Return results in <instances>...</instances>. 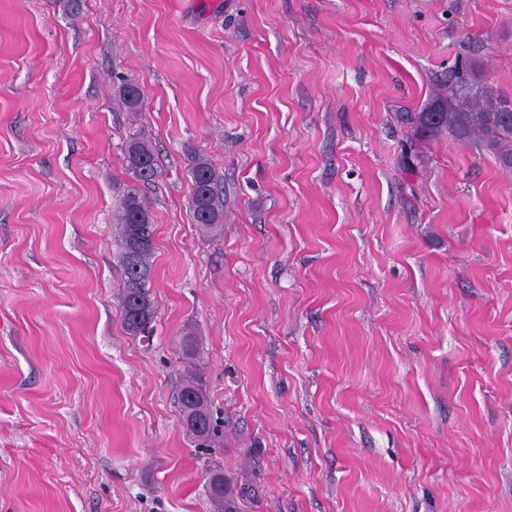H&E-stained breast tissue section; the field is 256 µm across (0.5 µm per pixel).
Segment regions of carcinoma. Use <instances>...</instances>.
Here are the masks:
<instances>
[{
    "instance_id": "carcinoma-1",
    "label": "carcinoma",
    "mask_w": 512,
    "mask_h": 512,
    "mask_svg": "<svg viewBox=\"0 0 512 512\" xmlns=\"http://www.w3.org/2000/svg\"><path fill=\"white\" fill-rule=\"evenodd\" d=\"M142 90L134 83L123 87V100L130 109L142 106ZM498 99L488 89L476 90L470 72L459 71L420 112H409L406 121L415 127L421 141H429L446 132L464 141L476 142L500 154L504 165L512 167V117L504 118L496 106ZM126 169L133 185L124 194L118 227L120 263L123 278L119 285L122 324L125 331L138 336L149 332L156 308L150 294L151 258L155 249V224L140 193L139 186L155 182L157 156L153 146L140 137H132L125 146ZM191 221L206 230L224 223V195L221 175L201 155L189 168ZM183 424L200 444L209 445L215 433L209 396L202 377L193 372L179 394ZM205 489L213 512H244L243 496L235 492V478L224 475V465L215 460L204 468Z\"/></svg>"
}]
</instances>
